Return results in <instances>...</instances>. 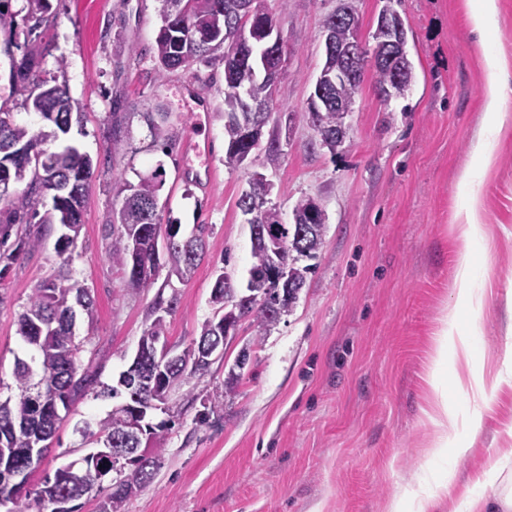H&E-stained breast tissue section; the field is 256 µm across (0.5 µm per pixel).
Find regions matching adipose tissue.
I'll use <instances>...</instances> for the list:
<instances>
[{
  "label": "adipose tissue",
  "mask_w": 512,
  "mask_h": 512,
  "mask_svg": "<svg viewBox=\"0 0 512 512\" xmlns=\"http://www.w3.org/2000/svg\"><path fill=\"white\" fill-rule=\"evenodd\" d=\"M473 347L469 334L456 325H441L436 332L429 355V382L432 397L428 403L427 416L438 427L439 435L434 442L438 451L452 450L455 456L467 455L464 446L449 448L448 423L451 413L448 408V391H472L482 403H490L501 382L500 374L486 372L484 366L472 362Z\"/></svg>",
  "instance_id": "adipose-tissue-1"
}]
</instances>
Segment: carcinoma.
Listing matches in <instances>:
<instances>
[{"instance_id": "1", "label": "carcinoma", "mask_w": 512, "mask_h": 512, "mask_svg": "<svg viewBox=\"0 0 512 512\" xmlns=\"http://www.w3.org/2000/svg\"><path fill=\"white\" fill-rule=\"evenodd\" d=\"M25 21L27 34L40 28L47 18L48 0H26ZM161 26L154 46V60L158 74L194 63L208 64L214 52L224 49V111L244 107L246 98L265 104V119H270L277 96L284 93L281 84L270 85L263 73L268 61L267 45L263 38L279 29L276 16L255 0L252 14L243 19L226 11L228 0H160ZM323 29L329 31L336 44L355 46L359 60L378 56L385 47L388 34L374 29L371 39L373 50L362 42L354 41L353 32L359 24L348 25L337 20V12L328 14ZM44 48L29 45L19 60L13 61L11 80L19 85L34 76L43 57ZM374 88H390L403 97L411 87L413 64L410 59H399L395 64L375 65ZM364 81V68L351 79L333 82L325 88L324 97L354 100ZM39 92L32 97V108L38 112L50 130L34 132L15 122L11 112H0V172L9 171L11 183L22 184L10 200V208L0 211V224L17 226L16 239L6 245L8 231L0 230V276L6 274L20 256L39 247L41 237L32 229L33 219L38 224H58L67 232L55 241L58 256L71 255L75 240L84 222V204L88 181L93 175L91 158L74 147L50 152L42 145L56 140L70 131L71 106L67 90L48 81L36 83ZM317 92H312L307 105L311 122L319 136L320 145L336 152V128L342 116L332 109L318 107ZM266 123L243 128L237 123L224 125V166L234 170L242 166L248 153L249 142L260 143ZM282 152L278 139L271 137L264 148L262 165L279 166ZM128 194L121 206L113 212V220L123 228L111 239L107 257L112 265L125 272L124 285L131 290L144 287L159 268L165 267L177 276L189 279L194 274L204 253L207 225L197 224L191 235H180L181 225L160 224L158 213L148 210L157 201L158 185L152 178H143L136 185L125 187ZM271 184L264 174L252 176L248 189L237 200L242 213L251 215V223L264 224L275 229L281 242V262L295 267L288 279V302L278 304L274 296L258 298L240 306L232 318L219 312L206 320L200 335L194 341L199 346L224 345V328L220 323L230 320L234 335L239 322L250 318L261 326L277 323L296 303L311 267L295 266L299 258L318 257L326 224L321 206L311 199L299 200L293 208V223L284 224L277 209L268 206ZM51 195L52 208L39 214V206L46 195ZM254 263L249 271L247 288L262 287L261 280L269 268L268 249L258 244L252 247ZM178 306V294L164 295L159 289L150 310L152 321L140 337V343H156L166 338L165 316ZM82 313L92 324L95 320V300L91 292L74 280L70 271H61L53 279L33 289L18 318V335L32 350L30 360L16 358L13 370L15 393L0 399V475L29 466L18 449L39 443L49 447L62 420L61 412L88 391L99 398L124 397L99 419L84 420L76 429L83 444L98 449L96 464L102 470L111 469L112 442L122 439L126 423L138 408L146 410L151 404L166 405L171 397L195 375L205 374L208 362H188L186 359L162 365L152 385L142 391H131L118 385L101 383L90 367L83 365L86 352L84 341L77 339L75 327L77 313ZM165 423L146 424L145 432L152 440L151 456L137 458L131 464L133 479L116 486L112 480L97 481L85 467L73 471L55 472L52 485L42 483L39 491L44 497L34 502L44 509L52 508L56 496L73 501L92 494L100 499L97 512H125L127 502L141 489L153 482L158 452L165 440ZM30 493L8 486H0V506L11 504L7 512H30Z\"/></svg>"}]
</instances>
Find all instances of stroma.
<instances>
[{"label":"stroma","mask_w":512,"mask_h":512,"mask_svg":"<svg viewBox=\"0 0 512 512\" xmlns=\"http://www.w3.org/2000/svg\"><path fill=\"white\" fill-rule=\"evenodd\" d=\"M37 42L50 52L40 79L65 86L72 100L67 135L52 151L72 146L89 154L84 224L70 262L72 276L90 288L96 323L78 321L86 355L111 382L135 354L146 316L166 279L125 288L107 245L123 182L160 175L158 214L182 234L209 227L207 250L192 278L175 282L179 303L166 318L167 338L187 349L211 318L216 269L245 290L252 241L236 202L255 172L272 185L269 200L283 223L296 202L316 200L327 223L314 269L288 314L268 328L243 320L209 371L175 394L164 451L152 484L127 512H386L393 495L418 501L439 496L433 512H468L481 496L476 475L512 448V377L489 405L449 390L454 424L449 441L467 444V457L438 454L437 429L427 418L428 352L445 314L456 307L459 251L476 263L472 286L482 296L476 356L498 369L512 341V103L491 124L484 102V59L497 56L512 75V0H497L495 23L483 42L470 35L467 0H397L410 32L414 79L405 98L383 102L365 78L336 152L319 144L306 110L322 68L324 17L339 0H265L276 15L286 52L276 110L263 129L282 149L278 168L224 165V68L197 63L157 76L151 48L161 26L158 0H49ZM66 68H59L58 58ZM122 146L112 147V129ZM486 136L491 163L471 146ZM208 146L197 155L193 143ZM469 183H461L465 170ZM482 214V237L467 242L457 214L470 202ZM52 227L43 244L0 279V384L13 382L23 355L17 320L33 288L62 262ZM491 265H482L483 255ZM250 360L234 388L224 380L241 351ZM215 401L207 424L196 421ZM112 400L85 396L60 424L49 452L32 473L30 489L86 449L74 426L111 410ZM479 418L481 429L469 422Z\"/></svg>","instance_id":"1"}]
</instances>
